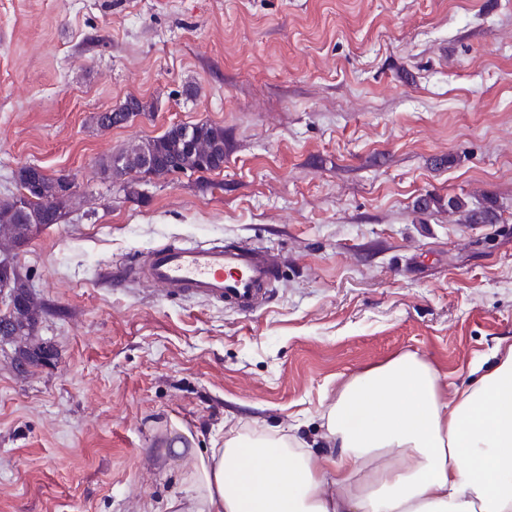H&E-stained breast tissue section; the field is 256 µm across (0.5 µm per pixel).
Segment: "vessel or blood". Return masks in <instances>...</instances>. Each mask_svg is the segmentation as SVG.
Wrapping results in <instances>:
<instances>
[{"mask_svg": "<svg viewBox=\"0 0 512 512\" xmlns=\"http://www.w3.org/2000/svg\"><path fill=\"white\" fill-rule=\"evenodd\" d=\"M276 273L267 250L248 244L161 245L141 270L143 277L167 291L219 300L243 313L259 309Z\"/></svg>", "mask_w": 512, "mask_h": 512, "instance_id": "1", "label": "vessel or blood"}]
</instances>
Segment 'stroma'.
Returning <instances> with one entry per match:
<instances>
[{
    "label": "stroma",
    "instance_id": "1",
    "mask_svg": "<svg viewBox=\"0 0 512 512\" xmlns=\"http://www.w3.org/2000/svg\"><path fill=\"white\" fill-rule=\"evenodd\" d=\"M130 96L149 111L99 129ZM199 122L222 170L104 175ZM26 165L75 188L0 242L53 350L20 373L0 346V512H167L174 424L319 450L352 376L414 353L450 396L512 344V0H0V198ZM190 241L270 251L264 305L113 271ZM448 214H459L467 224H495L499 218L491 206L468 208V203L461 197L454 196L448 199Z\"/></svg>",
    "mask_w": 512,
    "mask_h": 512
}]
</instances>
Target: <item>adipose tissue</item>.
Masks as SVG:
<instances>
[{
    "instance_id": "1",
    "label": "adipose tissue",
    "mask_w": 512,
    "mask_h": 512,
    "mask_svg": "<svg viewBox=\"0 0 512 512\" xmlns=\"http://www.w3.org/2000/svg\"><path fill=\"white\" fill-rule=\"evenodd\" d=\"M331 453L289 436L205 451L172 441L190 494L170 512H512V346L446 398L413 354L351 378L326 416Z\"/></svg>"
}]
</instances>
